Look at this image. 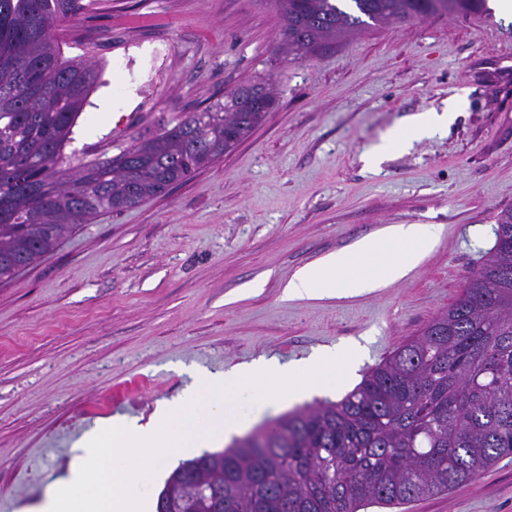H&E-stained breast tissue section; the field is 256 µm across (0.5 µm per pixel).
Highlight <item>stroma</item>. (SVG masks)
<instances>
[{"label": "stroma", "instance_id": "1", "mask_svg": "<svg viewBox=\"0 0 512 512\" xmlns=\"http://www.w3.org/2000/svg\"><path fill=\"white\" fill-rule=\"evenodd\" d=\"M282 26L269 0H97L65 23L64 57L100 72L65 148L75 160L116 155L259 76H273L278 103L208 168L82 225L0 283V512L37 503L101 419L148 420L189 370L355 341L364 369L377 366L448 309L492 248L495 215L512 208V29L433 16L296 60L279 49ZM456 94L465 105L446 133L366 164L390 131ZM388 224L444 233L379 293L283 298L297 270ZM398 512H512V455Z\"/></svg>", "mask_w": 512, "mask_h": 512}]
</instances>
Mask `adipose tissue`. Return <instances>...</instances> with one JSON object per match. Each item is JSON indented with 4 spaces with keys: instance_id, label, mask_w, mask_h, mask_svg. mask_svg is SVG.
Here are the masks:
<instances>
[{
    "instance_id": "ef3b65f1",
    "label": "adipose tissue",
    "mask_w": 512,
    "mask_h": 512,
    "mask_svg": "<svg viewBox=\"0 0 512 512\" xmlns=\"http://www.w3.org/2000/svg\"><path fill=\"white\" fill-rule=\"evenodd\" d=\"M447 112H425L407 129L393 131L366 154L379 164L392 150L447 130ZM440 224H389L357 239L346 250L328 254L299 269L288 281L284 295L295 301L333 300L381 292L406 279L439 243Z\"/></svg>"
}]
</instances>
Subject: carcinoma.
<instances>
[{"mask_svg": "<svg viewBox=\"0 0 512 512\" xmlns=\"http://www.w3.org/2000/svg\"><path fill=\"white\" fill-rule=\"evenodd\" d=\"M282 50L303 59L367 26L483 14L487 0H273ZM80 0H0V279L14 278L100 213H121L211 165L276 104L271 78L190 112L115 156L72 166L64 149L99 80L56 34ZM448 310L338 402L281 416L182 463L156 512H360L473 480L512 454V209Z\"/></svg>", "mask_w": 512, "mask_h": 512, "instance_id": "obj_1", "label": "carcinoma"}]
</instances>
